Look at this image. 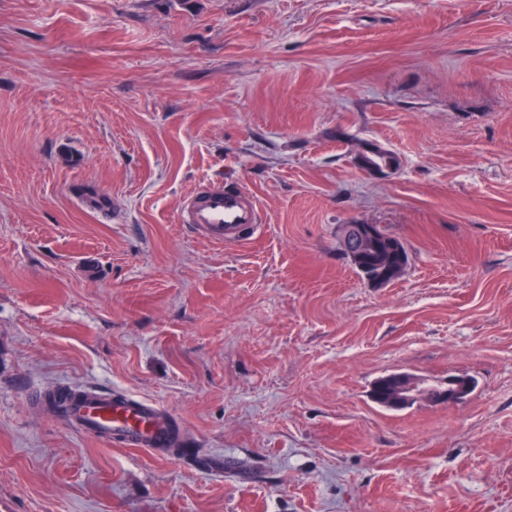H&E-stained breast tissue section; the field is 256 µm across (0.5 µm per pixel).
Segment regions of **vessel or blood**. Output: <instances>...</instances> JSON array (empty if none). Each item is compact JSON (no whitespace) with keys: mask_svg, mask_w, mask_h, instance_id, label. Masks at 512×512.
I'll list each match as a JSON object with an SVG mask.
<instances>
[{"mask_svg":"<svg viewBox=\"0 0 512 512\" xmlns=\"http://www.w3.org/2000/svg\"><path fill=\"white\" fill-rule=\"evenodd\" d=\"M180 219L213 242L241 241L262 221L254 196L244 188L207 181L183 202ZM68 417L83 433L128 448L155 453L185 441L172 414L162 405L97 389L77 391Z\"/></svg>","mask_w":512,"mask_h":512,"instance_id":"b4317fda","label":"vessel or blood"}]
</instances>
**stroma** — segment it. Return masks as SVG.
Masks as SVG:
<instances>
[{"label": "stroma", "mask_w": 512, "mask_h": 512, "mask_svg": "<svg viewBox=\"0 0 512 512\" xmlns=\"http://www.w3.org/2000/svg\"><path fill=\"white\" fill-rule=\"evenodd\" d=\"M220 178L248 240L179 221ZM393 372L475 388L390 410ZM64 388L187 444L88 437ZM0 512H512V0H0ZM378 151L375 147L368 146L362 152L357 155V163L360 168L375 175H385L395 169L396 165H389L387 167L378 168L374 163V159L377 156ZM393 160L391 153L383 152L376 157V162L379 165H386ZM375 235V224H352L343 239L344 249L350 256L359 257ZM380 230L381 236L380 239L378 240L379 251L370 256L371 260L369 269H362L358 267L356 263L351 262L352 265L357 270L360 277L372 286H382L388 284L383 279V276L385 273V266L387 265V261L389 260L390 257L389 248L392 242L402 243V255L404 258V262L406 263V265L408 264V253L403 242L398 237H395L385 232L381 228ZM68 417L83 433L128 448L155 453L162 448H182L185 441L173 415L162 405L136 397L97 389L75 391Z\"/></svg>", "instance_id": "obj_1"}]
</instances>
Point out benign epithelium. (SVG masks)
Segmentation results:
<instances>
[{
	"instance_id": "7a95c632",
	"label": "benign epithelium",
	"mask_w": 512,
	"mask_h": 512,
	"mask_svg": "<svg viewBox=\"0 0 512 512\" xmlns=\"http://www.w3.org/2000/svg\"><path fill=\"white\" fill-rule=\"evenodd\" d=\"M377 154L376 148L366 147L357 155L359 167L375 175H385L395 169L393 165L377 167L374 163ZM375 235L376 225L354 224L343 239L344 249L349 255L358 257ZM380 381L390 386V392L382 405L392 410L403 409L417 399H425L434 404L453 405L466 398L474 388L471 379L453 375L448 376V379L438 387H431L420 378L406 372L385 375Z\"/></svg>"
}]
</instances>
